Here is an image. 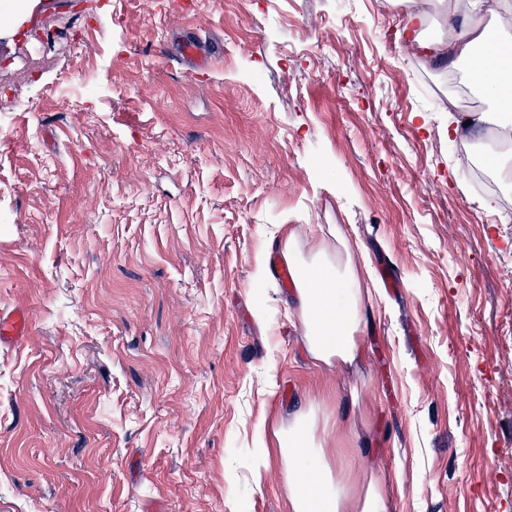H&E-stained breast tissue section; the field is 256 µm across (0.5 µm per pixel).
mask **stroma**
Instances as JSON below:
<instances>
[{
    "instance_id": "stroma-1",
    "label": "stroma",
    "mask_w": 512,
    "mask_h": 512,
    "mask_svg": "<svg viewBox=\"0 0 512 512\" xmlns=\"http://www.w3.org/2000/svg\"><path fill=\"white\" fill-rule=\"evenodd\" d=\"M19 0L0 8L20 11ZM23 12V11H20ZM0 30V512H290L254 433L316 410L390 512H512V214L448 150L394 0H43ZM223 42L208 70L180 40ZM98 91L82 106L65 78ZM352 247L363 356L318 366L282 230ZM269 323L259 328L255 315ZM30 315L21 305L0 308V349L14 348L30 334ZM270 448L264 431H260L254 438V446L252 448L253 469L252 478L255 486H260L265 472L270 466Z\"/></svg>"
}]
</instances>
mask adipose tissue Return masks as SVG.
Masks as SVG:
<instances>
[{"label":"adipose tissue","instance_id":"adipose-tissue-1","mask_svg":"<svg viewBox=\"0 0 512 512\" xmlns=\"http://www.w3.org/2000/svg\"><path fill=\"white\" fill-rule=\"evenodd\" d=\"M411 51L427 65L456 71L476 54L491 58V65L467 71L469 86L512 112V0H460L447 35L427 40L420 30L426 14L415 7L405 11ZM500 25L496 42H488L485 18ZM284 262L295 273L296 317L306 329L305 346L316 363L352 364L362 354L363 291L352 264L351 248L340 242L336 252L317 248L303 251L294 234L279 242ZM315 413L295 415L288 427L275 430L276 450H269L264 433H257L252 448L254 484H261L271 457H278L291 512H389L382 480L365 468L357 491H349L315 447Z\"/></svg>","mask_w":512,"mask_h":512}]
</instances>
